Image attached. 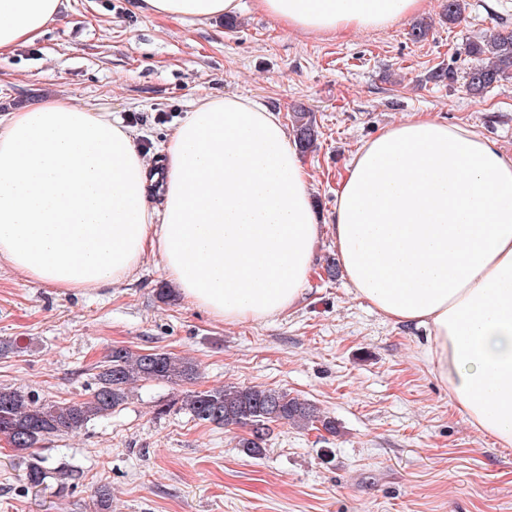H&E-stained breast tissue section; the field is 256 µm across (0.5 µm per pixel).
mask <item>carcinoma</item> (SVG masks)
<instances>
[{"instance_id":"cac0c4a2","label":"carcinoma","mask_w":512,"mask_h":512,"mask_svg":"<svg viewBox=\"0 0 512 512\" xmlns=\"http://www.w3.org/2000/svg\"><path fill=\"white\" fill-rule=\"evenodd\" d=\"M471 65L466 71V92L476 96L495 84L512 79V32L496 33L470 45ZM296 142L303 151L317 140L313 113L300 109L293 113ZM196 366L188 359L168 352H135L114 347L94 377V387L82 402H46L32 392L0 387V438L28 457L25 480L39 487L49 479H64L67 473L50 467L31 452L52 436L81 430L90 421L103 418L122 406L132 385L161 380L172 383L195 378ZM181 409L202 423L248 429L238 440L239 447L253 458L265 455L269 424L277 422L301 430L321 426L336 433L334 419L322 414L307 400L285 391L260 386L224 385L185 394Z\"/></svg>"}]
</instances>
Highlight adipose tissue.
I'll list each match as a JSON object with an SVG mask.
<instances>
[{"label": "adipose tissue", "mask_w": 512, "mask_h": 512, "mask_svg": "<svg viewBox=\"0 0 512 512\" xmlns=\"http://www.w3.org/2000/svg\"><path fill=\"white\" fill-rule=\"evenodd\" d=\"M291 29L344 36L419 13L423 0H255ZM61 0H0V56L34 43ZM205 22L240 0H137ZM309 173L279 113L240 96L196 104L158 166L110 113L46 99L0 115V262L63 291L105 288L158 257L185 299L228 325L301 299L323 238L357 298L429 330L423 357L481 434L512 446V158L421 113L366 142L319 223ZM160 186L162 208L150 205Z\"/></svg>", "instance_id": "adipose-tissue-1"}]
</instances>
